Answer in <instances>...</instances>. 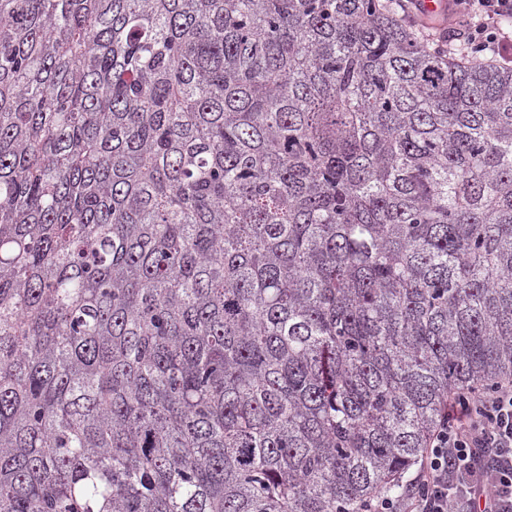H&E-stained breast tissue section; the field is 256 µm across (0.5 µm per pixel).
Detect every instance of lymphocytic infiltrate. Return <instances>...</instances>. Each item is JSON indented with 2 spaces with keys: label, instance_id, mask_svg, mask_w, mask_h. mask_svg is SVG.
<instances>
[{
  "label": "lymphocytic infiltrate",
  "instance_id": "f902f5d3",
  "mask_svg": "<svg viewBox=\"0 0 512 512\" xmlns=\"http://www.w3.org/2000/svg\"><path fill=\"white\" fill-rule=\"evenodd\" d=\"M512 0H452L453 50L512 63ZM364 512H512V378L448 397L407 489Z\"/></svg>",
  "mask_w": 512,
  "mask_h": 512
}]
</instances>
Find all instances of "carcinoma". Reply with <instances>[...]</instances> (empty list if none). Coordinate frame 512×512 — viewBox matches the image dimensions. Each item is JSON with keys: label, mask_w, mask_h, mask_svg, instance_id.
Returning a JSON list of instances; mask_svg holds the SVG:
<instances>
[{"label": "carcinoma", "mask_w": 512, "mask_h": 512, "mask_svg": "<svg viewBox=\"0 0 512 512\" xmlns=\"http://www.w3.org/2000/svg\"><path fill=\"white\" fill-rule=\"evenodd\" d=\"M512 378V67L384 0H0V512H362Z\"/></svg>", "instance_id": "obj_1"}]
</instances>
